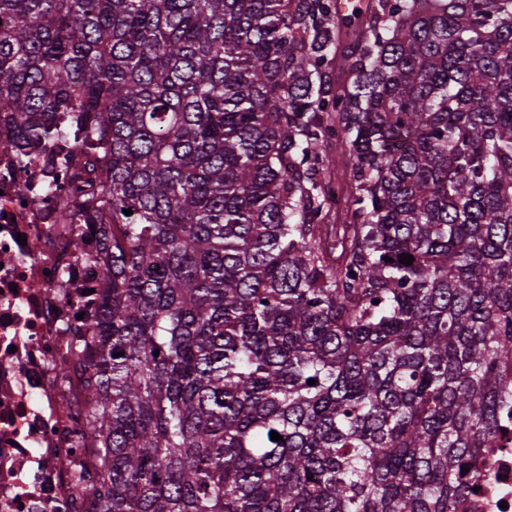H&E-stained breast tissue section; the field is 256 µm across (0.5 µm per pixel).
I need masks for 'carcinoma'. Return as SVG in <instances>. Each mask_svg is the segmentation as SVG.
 Here are the masks:
<instances>
[{
  "instance_id": "obj_1",
  "label": "carcinoma",
  "mask_w": 512,
  "mask_h": 512,
  "mask_svg": "<svg viewBox=\"0 0 512 512\" xmlns=\"http://www.w3.org/2000/svg\"><path fill=\"white\" fill-rule=\"evenodd\" d=\"M68 113L106 281L70 512H461L512 423V0H0L17 163Z\"/></svg>"
}]
</instances>
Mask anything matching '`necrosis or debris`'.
Instances as JSON below:
<instances>
[{
  "instance_id": "1",
  "label": "necrosis or debris",
  "mask_w": 512,
  "mask_h": 512,
  "mask_svg": "<svg viewBox=\"0 0 512 512\" xmlns=\"http://www.w3.org/2000/svg\"><path fill=\"white\" fill-rule=\"evenodd\" d=\"M13 140L0 124V512H68L76 490L64 464L92 468L96 443L81 383L59 368L93 324L103 282L55 219L77 184L48 166L17 170ZM488 460L468 512L512 508V427Z\"/></svg>"
}]
</instances>
